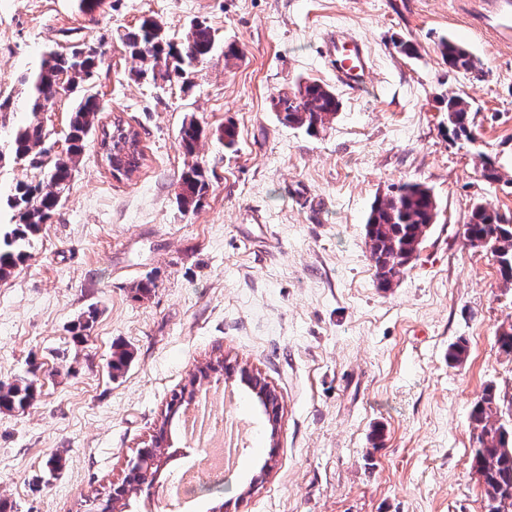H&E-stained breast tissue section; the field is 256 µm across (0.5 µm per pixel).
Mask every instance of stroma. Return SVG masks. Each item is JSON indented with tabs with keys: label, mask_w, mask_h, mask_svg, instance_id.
Wrapping results in <instances>:
<instances>
[{
	"label": "stroma",
	"mask_w": 512,
	"mask_h": 512,
	"mask_svg": "<svg viewBox=\"0 0 512 512\" xmlns=\"http://www.w3.org/2000/svg\"><path fill=\"white\" fill-rule=\"evenodd\" d=\"M471 0H0V91L50 50H97L90 88L99 122L121 115L146 160L114 178L88 140L71 189L42 225L26 261L0 279V385L26 376L37 396L0 410V502L7 512H86L120 480L166 403L206 362L247 364L279 398L277 431L247 392L218 413L249 424L222 487L190 503L166 485L138 512H487L471 465L470 411L486 386L512 424V280L465 245L476 202L512 214V48L466 31ZM182 40L208 24L222 48L187 80H136L116 33L141 18ZM364 42L368 88L338 85L325 40ZM464 42L481 81L448 69L438 41ZM414 47L413 56L398 50ZM331 86L340 107L318 133L283 125L270 99L299 82ZM464 94L476 141L448 133L442 100ZM73 101L0 116V137L37 120L45 148H66ZM205 130L194 155L183 122ZM233 124L237 143L225 148ZM501 182L487 183L482 156ZM197 163L211 185L196 209L176 199ZM404 182L430 188L437 217L417 261L377 285L365 242L375 199ZM148 285L145 293L136 284ZM465 342L462 363L448 360ZM131 353L111 372L112 352ZM58 458L48 472L46 462ZM270 471H263V463Z\"/></svg>",
	"instance_id": "stroma-1"
}]
</instances>
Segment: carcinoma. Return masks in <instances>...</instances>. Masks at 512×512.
<instances>
[{
  "mask_svg": "<svg viewBox=\"0 0 512 512\" xmlns=\"http://www.w3.org/2000/svg\"><path fill=\"white\" fill-rule=\"evenodd\" d=\"M156 25V21L147 18L136 27L117 34L118 40L140 63L136 71L139 80L155 83L159 78L181 77L207 60L217 47L214 30L204 22L192 23L179 43L168 37L161 41L156 39L152 31ZM439 50L449 68L462 71L476 81L485 77L479 60L460 41L443 39ZM78 54L75 49L68 53L50 52L42 59L38 70L20 78L21 84L27 87L24 109L34 115L51 109L63 96L84 91L89 76L95 72L96 54L89 53L82 59ZM443 105L448 112V133L453 139L474 141L470 103L461 94L454 93L443 100ZM271 106L283 123L314 133L324 127L329 116L336 114L339 101L327 85L310 81L278 93L272 97ZM98 112L99 105L92 95L82 96L72 110L67 157L55 160L47 172L50 190L18 182L7 196L5 205L13 212L14 224L7 230L0 229V279L10 276L25 262L30 237L40 230L61 198L68 194L76 161L85 141L98 126ZM202 135L203 129L198 124L192 121L182 124L179 143L186 154L195 153ZM44 137L38 123L19 126L12 132L7 152L16 160L27 159L37 165L44 160L41 149ZM118 160L137 171L144 165L145 154L136 147L119 155ZM179 187L180 206L195 208L209 190V175L199 164H192L181 172ZM435 217L433 194L419 183L406 182L396 193L371 206L365 239L374 267L384 270L379 287H385L417 257V247L424 242ZM463 237L467 245L490 252L498 261H512V217L487 202L472 208L464 224ZM35 399L36 387L31 379L24 377L6 387L0 385V409L24 410ZM498 405L494 388L488 386L471 409L470 419L478 430L471 464L482 479L488 512H512V426L493 419Z\"/></svg>",
  "mask_w": 512,
  "mask_h": 512,
  "instance_id": "1",
  "label": "carcinoma"
}]
</instances>
